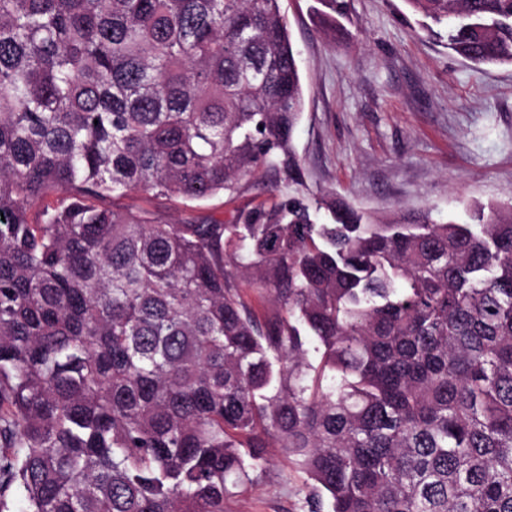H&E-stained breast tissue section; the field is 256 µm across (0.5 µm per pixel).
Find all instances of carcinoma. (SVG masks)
Listing matches in <instances>:
<instances>
[{
	"label": "carcinoma",
	"mask_w": 512,
	"mask_h": 512,
	"mask_svg": "<svg viewBox=\"0 0 512 512\" xmlns=\"http://www.w3.org/2000/svg\"><path fill=\"white\" fill-rule=\"evenodd\" d=\"M404 3L512 66V0ZM304 104L280 0H0V509L224 512L280 448L311 512H512V203L313 194ZM274 182L275 178L271 174H262L245 183L241 193L230 201L220 197L194 204L196 208L193 209V214L200 218L231 220L238 211L247 210L259 204L269 205L273 201H279V197H274L271 192ZM116 202L120 206L133 210L160 212L168 222L178 221L181 218H184L189 212V207L181 201L149 199L138 193H130L127 196L117 199Z\"/></svg>",
	"instance_id": "obj_1"
}]
</instances>
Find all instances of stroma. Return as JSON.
<instances>
[{
	"label": "stroma",
	"instance_id": "1",
	"mask_svg": "<svg viewBox=\"0 0 512 512\" xmlns=\"http://www.w3.org/2000/svg\"><path fill=\"white\" fill-rule=\"evenodd\" d=\"M315 0H282L305 94L294 143L311 192L332 191L369 211L432 207L463 220L464 201L512 200V67H475L425 32L404 0H348L343 38L324 34ZM275 179L263 174L234 199L187 208L137 193L120 206L229 220L271 204ZM227 512H307L306 476L280 449Z\"/></svg>",
	"mask_w": 512,
	"mask_h": 512
}]
</instances>
